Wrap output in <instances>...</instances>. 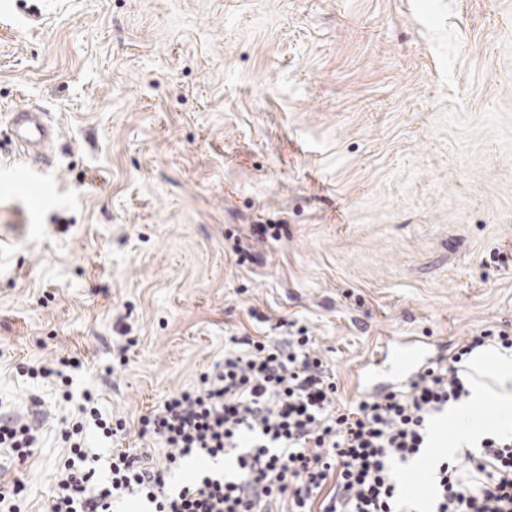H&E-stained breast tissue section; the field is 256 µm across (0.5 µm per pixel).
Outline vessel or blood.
<instances>
[{
    "mask_svg": "<svg viewBox=\"0 0 512 512\" xmlns=\"http://www.w3.org/2000/svg\"><path fill=\"white\" fill-rule=\"evenodd\" d=\"M8 124L12 142L21 155L32 160L47 157L57 130L46 113L22 105L10 112ZM434 361L427 339L403 336L384 341L356 365V387L370 396L385 388L395 390L406 386Z\"/></svg>",
    "mask_w": 512,
    "mask_h": 512,
    "instance_id": "b4317fda",
    "label": "vessel or blood"
}]
</instances>
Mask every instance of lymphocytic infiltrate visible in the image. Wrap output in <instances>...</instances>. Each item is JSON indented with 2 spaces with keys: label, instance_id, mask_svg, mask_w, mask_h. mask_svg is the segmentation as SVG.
I'll return each mask as SVG.
<instances>
[{
  "label": "lymphocytic infiltrate",
  "instance_id": "obj_1",
  "mask_svg": "<svg viewBox=\"0 0 512 512\" xmlns=\"http://www.w3.org/2000/svg\"><path fill=\"white\" fill-rule=\"evenodd\" d=\"M488 342L512 350L511 333L481 332L405 391L343 411L334 375L312 352L306 329L282 343L242 337L241 348L225 351L198 388L176 392L139 419L140 436L164 442L166 467L150 469L140 456L118 451L103 482L89 464L84 423L108 437L112 421L85 395L82 421L62 433L69 455L55 472L50 512H113L130 497L145 498L153 512H263L275 501L288 512H401L397 465L425 447L431 416L468 397L461 364ZM36 443L33 425L0 411L1 448L22 460ZM232 450L234 476L207 474L169 489L170 471L185 457ZM433 485V512H512V438L483 439L463 460L441 462Z\"/></svg>",
  "mask_w": 512,
  "mask_h": 512
}]
</instances>
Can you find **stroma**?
<instances>
[{
	"label": "stroma",
	"mask_w": 512,
	"mask_h": 512,
	"mask_svg": "<svg viewBox=\"0 0 512 512\" xmlns=\"http://www.w3.org/2000/svg\"><path fill=\"white\" fill-rule=\"evenodd\" d=\"M28 103L51 162L0 136V404L34 421L48 512L84 394L125 427L232 337L307 328L342 403L380 340L512 333V0H0V133ZM80 360L64 386L29 368Z\"/></svg>",
	"instance_id": "stroma-1"
}]
</instances>
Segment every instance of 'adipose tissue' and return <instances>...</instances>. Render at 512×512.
<instances>
[{
  "instance_id": "obj_1",
  "label": "adipose tissue",
  "mask_w": 512,
  "mask_h": 512,
  "mask_svg": "<svg viewBox=\"0 0 512 512\" xmlns=\"http://www.w3.org/2000/svg\"><path fill=\"white\" fill-rule=\"evenodd\" d=\"M465 366L470 396L433 420L436 446L429 451L431 457L451 456L462 448L475 447L490 434L512 435V353L486 345L474 350ZM487 403L498 414L489 426L474 416L476 407Z\"/></svg>"
}]
</instances>
